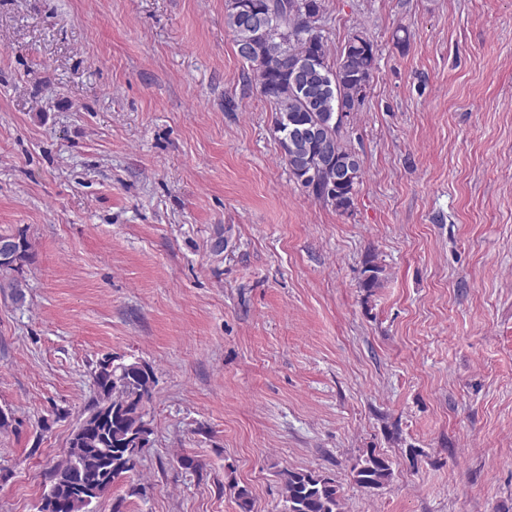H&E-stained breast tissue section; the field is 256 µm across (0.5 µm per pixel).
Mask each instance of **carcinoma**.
Returning <instances> with one entry per match:
<instances>
[{
  "instance_id": "cac0c4a2",
  "label": "carcinoma",
  "mask_w": 512,
  "mask_h": 512,
  "mask_svg": "<svg viewBox=\"0 0 512 512\" xmlns=\"http://www.w3.org/2000/svg\"><path fill=\"white\" fill-rule=\"evenodd\" d=\"M253 16L266 22L268 38L275 46H259L245 59L255 88L273 106L275 129L303 128L317 119L327 124L336 138V151L326 171L314 175L300 157H283L294 178L317 199L345 212L353 205L362 177L359 156L344 143L336 128V114L359 110L365 86L376 65L370 40L348 41L330 59L322 35H310L307 18L323 14L322 0H243ZM225 21L235 45L251 36L228 9ZM302 48L317 60L318 75L308 83L295 78L289 51ZM12 245L11 259L0 263V271H18L30 260V244L21 235L0 233ZM94 396L68 439L65 458L48 474V484L37 512H85L88 504L80 495L92 491L96 500L114 483L134 470L137 459L150 447L152 428L145 420L157 378L147 363L125 361L106 355L92 371ZM354 482L364 488H381L391 475V462L370 448L351 468ZM285 512H340L341 492L336 481L316 471L292 469L284 475Z\"/></svg>"
}]
</instances>
